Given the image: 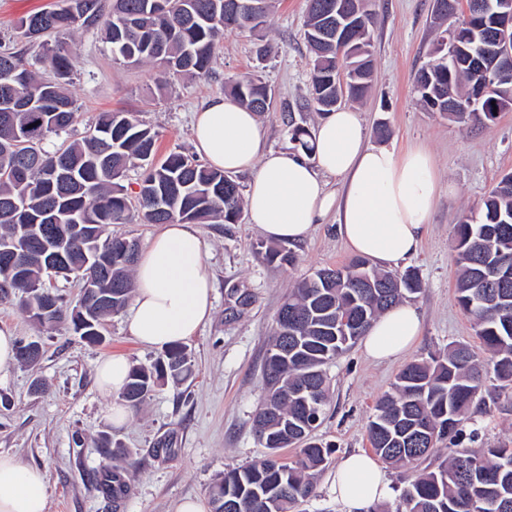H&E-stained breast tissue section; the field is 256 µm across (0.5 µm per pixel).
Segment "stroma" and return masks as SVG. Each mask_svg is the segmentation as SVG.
<instances>
[{
  "label": "stroma",
  "mask_w": 512,
  "mask_h": 512,
  "mask_svg": "<svg viewBox=\"0 0 512 512\" xmlns=\"http://www.w3.org/2000/svg\"><path fill=\"white\" fill-rule=\"evenodd\" d=\"M432 5L369 0L373 87L353 105L368 144L399 150L423 145L440 174L431 222L409 263L423 283L410 299L423 316L408 354L412 360L455 343H475L472 322L456 299L455 226L480 211L502 176L512 172V109L485 124L461 123L429 111L413 91L436 34ZM305 14L306 0H275L261 35L225 33L211 73L201 78L113 60L99 34L76 32L68 89L77 119L70 137L82 136L99 113L121 109L157 132L158 158L173 151L194 155L196 110L224 96L226 85L258 71L274 96L270 110L259 115L265 146L294 148L292 127L310 129L321 118L297 109L309 96ZM267 43L272 53L258 56ZM200 232L214 273V313L185 343L193 375L165 381L123 426L109 420L113 399L97 388V362L122 355L131 364L149 365L161 356L129 335L128 310L110 316L103 342L91 344L63 324L43 331L15 304L0 303V328L42 346L36 365L17 363L0 374V453L45 472L48 512H176L186 499L208 503L210 485L225 470L265 457L253 417L266 395L262 368L278 309L295 282L316 269L346 265L351 255L332 221L292 244L296 260L289 266L263 259L268 242L248 216L235 224H204ZM401 367L398 361L372 362L357 346L326 365L332 399L312 438L332 454L304 512H340L328 492L332 473L346 454L370 452L369 419ZM105 435L118 444L107 457L98 448Z\"/></svg>",
  "instance_id": "35a3bbf8"
}]
</instances>
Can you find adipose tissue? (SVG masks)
Instances as JSON below:
<instances>
[{
	"label": "adipose tissue",
	"instance_id": "1",
	"mask_svg": "<svg viewBox=\"0 0 512 512\" xmlns=\"http://www.w3.org/2000/svg\"><path fill=\"white\" fill-rule=\"evenodd\" d=\"M196 152L227 173L255 171L245 207L271 242H299L328 214L350 253L382 268L400 266L417 252L435 206L436 165L424 149L397 150L368 145L359 115L340 108L312 132V156L265 148L256 112L234 97L211 100L192 128ZM343 181L330 191L326 176ZM128 331L140 344L165 349L195 336L214 310L211 270L196 225H162L139 254ZM417 307L403 302L382 314L363 339L374 361L402 356L419 334ZM129 361L112 356L96 369L99 391L113 397L110 419L123 425L129 415L118 403ZM330 491L342 512H372L391 494L382 464L363 452L342 457ZM43 470L0 454V512H47Z\"/></svg>",
	"mask_w": 512,
	"mask_h": 512
}]
</instances>
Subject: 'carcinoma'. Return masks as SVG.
I'll return each mask as SVG.
<instances>
[{"instance_id":"obj_1","label":"carcinoma","mask_w":512,"mask_h":512,"mask_svg":"<svg viewBox=\"0 0 512 512\" xmlns=\"http://www.w3.org/2000/svg\"><path fill=\"white\" fill-rule=\"evenodd\" d=\"M336 2L307 0L312 68L304 107L320 113L336 110L341 67L347 68V99L362 98L371 86L359 77L362 62L371 59L369 26L356 40L363 54L353 58L313 38L320 13ZM264 23L224 18V0H56L19 18L16 29L26 49L0 44V243L13 240L19 224L45 229L19 250L21 277L0 253L1 303L18 304L47 331L65 321L80 338L100 343L104 320L130 298L138 256L125 252L123 239L105 235L108 225L235 224L241 216L240 185L232 176L176 152L154 163L158 134L128 112H101L80 139L43 147L48 135L67 132L75 119L67 92L73 74L67 39L78 30L101 28L115 60L205 77L225 33H254ZM444 55L440 41L435 57L414 77L415 91L434 112L448 111L452 97L470 98L480 81L472 64ZM229 94L256 112L268 110L273 99L258 77L232 83ZM510 104L512 82L490 91L480 109L492 121L494 108ZM134 167L144 169L135 208L123 185ZM73 224L81 225L85 240L71 245L52 272L53 239ZM454 249L458 302L481 350L457 343L405 365L375 405L368 440L384 462L415 469L397 512H512V444L486 446L477 430L463 428L473 410L486 412L487 383L512 392V173L486 197L479 216L456 225ZM264 259L289 265L295 254L269 248ZM56 276L81 286L74 307H66L48 283ZM421 289L415 273H383L363 257L345 267L317 269L291 289L277 313L262 373L272 390L254 417L268 455L224 471L210 486L211 512H296L314 496L330 453L311 440L329 401L324 366L355 345L388 308ZM190 374L185 347L176 345L153 365L132 367L121 400L137 408L161 380ZM444 441L452 449L443 459L438 444ZM288 447L296 449L289 462L280 456Z\"/></svg>"}]
</instances>
